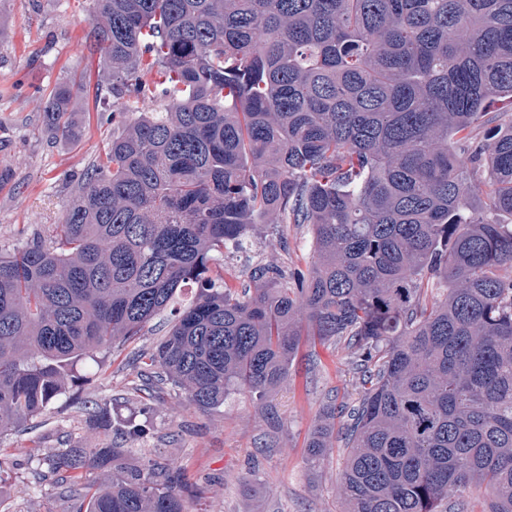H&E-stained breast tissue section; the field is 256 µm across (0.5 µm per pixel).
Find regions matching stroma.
I'll return each instance as SVG.
<instances>
[{
  "mask_svg": "<svg viewBox=\"0 0 512 512\" xmlns=\"http://www.w3.org/2000/svg\"><path fill=\"white\" fill-rule=\"evenodd\" d=\"M90 0H0V252L9 253L60 223L73 185L112 138L101 124L96 94L100 58L86 44ZM83 83L74 102L80 140L49 139L43 124L49 94L63 82ZM256 259L306 270L312 237L303 224H260ZM165 332L152 321L132 345L98 352L74 365L64 391L41 416L0 435V512H75L30 450L88 448L141 427L145 437L125 461L170 464L191 512H344L342 445L309 463L306 441L332 400L352 401L357 374L345 342L304 337L288 381L263 401L241 392L204 412L183 388L154 383L145 397L135 352L152 350ZM106 408L110 424L92 419Z\"/></svg>",
  "mask_w": 512,
  "mask_h": 512,
  "instance_id": "1",
  "label": "stroma"
}]
</instances>
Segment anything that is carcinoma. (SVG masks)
Here are the masks:
<instances>
[{
  "instance_id": "1",
  "label": "carcinoma",
  "mask_w": 512,
  "mask_h": 512,
  "mask_svg": "<svg viewBox=\"0 0 512 512\" xmlns=\"http://www.w3.org/2000/svg\"><path fill=\"white\" fill-rule=\"evenodd\" d=\"M92 17L112 140L56 236L0 254V434L189 287L151 362L200 410L266 399L304 336L348 343L344 512H465L472 485L512 512V113L491 111L512 100V0H93ZM76 95L48 97L52 137H78ZM257 224L311 227L299 287L258 260L224 276ZM30 454L76 512H187L117 444Z\"/></svg>"
}]
</instances>
